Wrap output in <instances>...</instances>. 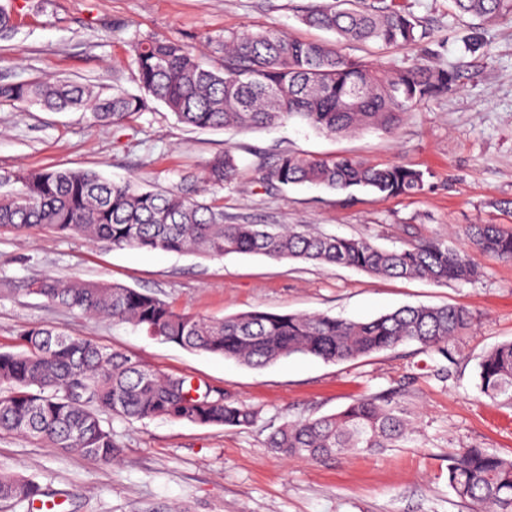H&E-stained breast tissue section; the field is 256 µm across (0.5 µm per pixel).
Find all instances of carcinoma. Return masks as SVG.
Listing matches in <instances>:
<instances>
[{
  "label": "carcinoma",
  "mask_w": 512,
  "mask_h": 512,
  "mask_svg": "<svg viewBox=\"0 0 512 512\" xmlns=\"http://www.w3.org/2000/svg\"><path fill=\"white\" fill-rule=\"evenodd\" d=\"M456 10L483 22L512 17V0H452ZM305 24L338 39L381 46L416 41V20L395 0H332L303 15ZM221 57L206 67L196 48L179 39L149 35L130 43L140 93L115 88L102 95L70 82L8 84L0 98L47 111L83 109L103 124L133 122L155 99L178 122L199 130L245 132L299 119L330 137L367 128L393 132L415 106L448 88L453 73L428 64L374 68L341 53L336 44L291 38L281 30H226L205 34ZM256 179L275 189L312 184L333 191H368L380 198L420 193L424 172L402 164L374 165L339 156L300 152L261 162ZM239 168L230 149L204 166L211 186L231 184ZM20 187L0 193V227L24 232L44 227L113 248L194 252L221 258L259 255L346 266L373 276L447 284L478 277L468 249L429 237L400 249H383L364 236L337 237L308 224H241L227 221L217 198L195 191L146 190L94 171L31 170L0 177ZM464 237L486 256L512 261V231L470 224ZM18 291L82 315L127 323L148 336L261 368L292 355L340 363L416 342L440 354L449 374L450 343L473 324L461 306H405L356 321L324 313L252 310L210 318L178 311L169 302L119 284L60 280L47 275ZM19 351H0V432L51 448L112 462L119 447L99 412L125 420L163 418L200 426L241 427L256 412L224 392L182 376L162 375L129 355L90 339L32 325L18 337ZM478 387L494 404L512 407V341L487 351L478 365ZM403 409L382 396L354 400L340 412L286 422L269 437L285 455L318 461L346 453H373L415 440ZM448 487L473 512H512V459L485 448L448 456ZM60 493L32 479L0 472V500L34 512L35 502Z\"/></svg>",
  "instance_id": "obj_1"
}]
</instances>
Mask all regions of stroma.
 I'll use <instances>...</instances> for the list:
<instances>
[{
  "mask_svg": "<svg viewBox=\"0 0 512 512\" xmlns=\"http://www.w3.org/2000/svg\"><path fill=\"white\" fill-rule=\"evenodd\" d=\"M327 0H0L14 18L0 35V85L69 79L111 94L138 93L130 40L164 34L199 44L204 33L273 26L300 38L317 30L303 10ZM418 22L417 42L339 49L371 65L424 62L455 71L446 93L416 106L395 133L369 129L328 137L298 120L228 134L179 123L150 102L128 127L104 126L88 112H47L0 99V175L27 170H92L115 181L172 190L198 183L206 160L232 149L240 178L220 189L234 222L311 224L363 235L386 249L418 237L462 243L470 224L512 229V19L484 25L459 16L451 0H396ZM482 47L470 51L469 40ZM287 151L347 155L422 170L412 196L380 198L309 185L268 190L259 159ZM473 281L436 285L372 276L344 266L263 256L212 258L139 248L115 249L77 236L0 228V284L46 274L145 290L177 310L207 317L255 308L368 320L405 305L468 307L474 323L452 350L451 379L440 356L408 342L343 363L293 355L255 369L191 352L130 325L87 319L35 295L0 293V349H13L29 325L55 327L136 357L157 371L223 389L253 408L245 427L165 419L128 422L103 413L120 446L117 462L46 448L0 433V468L64 492L62 512H471L448 487V456L471 446L512 457V408L481 397L477 368L492 347L512 340V262L473 252ZM390 394L414 420V442L323 461L284 457L268 446L288 421L337 413L360 396Z\"/></svg>",
  "mask_w": 512,
  "mask_h": 512,
  "instance_id": "1",
  "label": "stroma"
}]
</instances>
